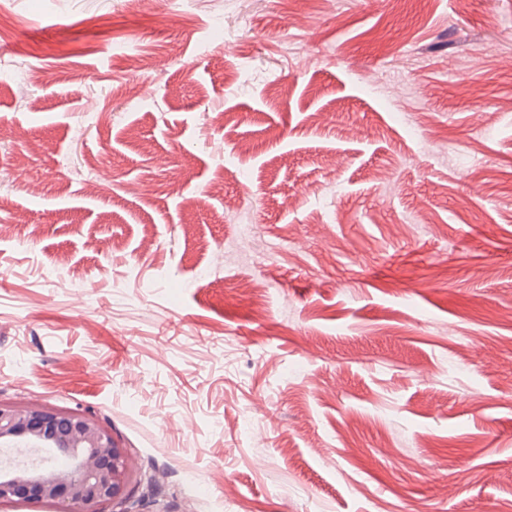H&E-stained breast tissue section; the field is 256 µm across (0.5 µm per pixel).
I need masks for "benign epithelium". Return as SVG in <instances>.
<instances>
[{
  "label": "benign epithelium",
  "instance_id": "7a95c632",
  "mask_svg": "<svg viewBox=\"0 0 512 512\" xmlns=\"http://www.w3.org/2000/svg\"><path fill=\"white\" fill-rule=\"evenodd\" d=\"M0 447L46 450L62 465L43 461L0 465V504L52 502L59 512H124L131 478L127 450L94 419L53 407L0 403Z\"/></svg>",
  "mask_w": 512,
  "mask_h": 512
}]
</instances>
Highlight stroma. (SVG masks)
<instances>
[{"instance_id": "stroma-1", "label": "stroma", "mask_w": 512, "mask_h": 512, "mask_svg": "<svg viewBox=\"0 0 512 512\" xmlns=\"http://www.w3.org/2000/svg\"><path fill=\"white\" fill-rule=\"evenodd\" d=\"M1 224L133 512H512V0H0Z\"/></svg>"}]
</instances>
